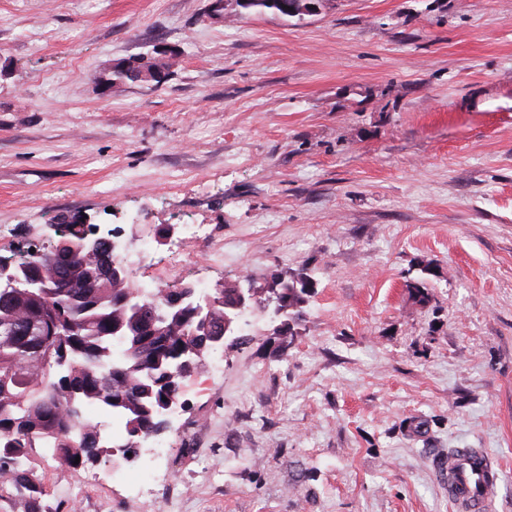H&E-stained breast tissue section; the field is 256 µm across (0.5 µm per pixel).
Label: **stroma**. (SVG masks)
Listing matches in <instances>:
<instances>
[{
    "label": "stroma",
    "mask_w": 512,
    "mask_h": 512,
    "mask_svg": "<svg viewBox=\"0 0 512 512\" xmlns=\"http://www.w3.org/2000/svg\"><path fill=\"white\" fill-rule=\"evenodd\" d=\"M211 3L0 0L1 257L76 212L127 244L204 225L135 282L313 284L288 351L257 309L187 382L156 482L33 449L48 512H458L452 448L493 458L512 512V0Z\"/></svg>",
    "instance_id": "obj_1"
}]
</instances>
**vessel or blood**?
<instances>
[{"label":"vessel or blood","instance_id":"1","mask_svg":"<svg viewBox=\"0 0 512 512\" xmlns=\"http://www.w3.org/2000/svg\"><path fill=\"white\" fill-rule=\"evenodd\" d=\"M497 489L492 458L475 448L459 449L448 465V496L459 512H488Z\"/></svg>","mask_w":512,"mask_h":512}]
</instances>
